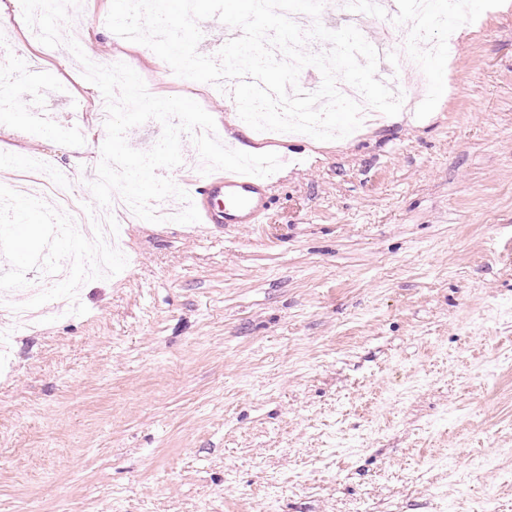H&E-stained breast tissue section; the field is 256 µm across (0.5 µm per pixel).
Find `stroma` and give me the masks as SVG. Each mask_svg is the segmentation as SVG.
Instances as JSON below:
<instances>
[{"mask_svg": "<svg viewBox=\"0 0 512 512\" xmlns=\"http://www.w3.org/2000/svg\"><path fill=\"white\" fill-rule=\"evenodd\" d=\"M110 5L62 35L284 166L256 223L130 225L125 271L44 296L81 257L54 199L22 193L26 160L94 215L103 94L0 0V193L29 209L0 219V253L25 256L0 274L46 301L0 367V512H512V0H474L417 108L271 143L231 130V95L115 43Z\"/></svg>", "mask_w": 512, "mask_h": 512, "instance_id": "stroma-1", "label": "stroma"}]
</instances>
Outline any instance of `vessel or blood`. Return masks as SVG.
Segmentation results:
<instances>
[{
  "label": "vessel or blood",
  "mask_w": 512,
  "mask_h": 512,
  "mask_svg": "<svg viewBox=\"0 0 512 512\" xmlns=\"http://www.w3.org/2000/svg\"><path fill=\"white\" fill-rule=\"evenodd\" d=\"M266 178L225 173L197 187L196 208L205 224H251L266 205Z\"/></svg>",
  "instance_id": "b4317fda"
}]
</instances>
